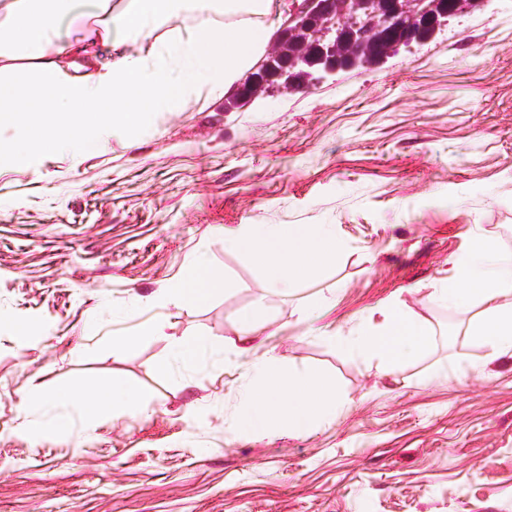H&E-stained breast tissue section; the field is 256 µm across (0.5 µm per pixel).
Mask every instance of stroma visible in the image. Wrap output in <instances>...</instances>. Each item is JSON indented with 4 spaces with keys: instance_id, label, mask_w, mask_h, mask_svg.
<instances>
[{
    "instance_id": "35a3bbf8",
    "label": "stroma",
    "mask_w": 512,
    "mask_h": 512,
    "mask_svg": "<svg viewBox=\"0 0 512 512\" xmlns=\"http://www.w3.org/2000/svg\"><path fill=\"white\" fill-rule=\"evenodd\" d=\"M105 140L0 173V512H512V356L466 337L480 306L446 324L432 297L476 236L512 251V0L309 91L193 101ZM241 224H332L346 250L284 289L225 248ZM201 266L225 288L156 304ZM331 295L337 326L400 305L429 322L426 350L384 371L306 333ZM245 314L263 340L225 358ZM152 319L164 336H139ZM200 337L210 352L169 362L170 339ZM270 352L334 383L345 414L236 431ZM105 377L148 389L149 413L60 434L26 408L32 386Z\"/></svg>"
}]
</instances>
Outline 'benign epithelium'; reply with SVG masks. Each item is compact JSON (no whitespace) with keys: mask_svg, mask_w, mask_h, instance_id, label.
<instances>
[{"mask_svg":"<svg viewBox=\"0 0 512 512\" xmlns=\"http://www.w3.org/2000/svg\"><path fill=\"white\" fill-rule=\"evenodd\" d=\"M447 25L448 12L436 8L433 0H303L283 32L285 36L304 33L295 53L287 58L274 46L262 68L241 84L236 96L250 103L255 87L272 82L287 91L307 90L343 66L359 65L365 48L373 49L382 60L403 45L429 40ZM339 37L352 47L343 64L336 55ZM309 62L316 69L300 86L294 70Z\"/></svg>","mask_w":512,"mask_h":512,"instance_id":"1","label":"benign epithelium"}]
</instances>
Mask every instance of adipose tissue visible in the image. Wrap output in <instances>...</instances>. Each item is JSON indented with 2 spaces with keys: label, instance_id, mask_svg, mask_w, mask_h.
<instances>
[{
  "label": "adipose tissue",
  "instance_id": "1",
  "mask_svg": "<svg viewBox=\"0 0 512 512\" xmlns=\"http://www.w3.org/2000/svg\"><path fill=\"white\" fill-rule=\"evenodd\" d=\"M184 0H95L91 16H74V0H0V168L28 163L54 146L85 155L105 145L108 127H143L150 114L178 112L186 103L223 95L265 46V26L235 23L241 14L265 16L276 0H196L203 12L231 17L219 36L184 29L160 33ZM224 245L266 259L268 279L282 288L305 271L339 257L345 245L332 224H242ZM453 276L438 288L457 308L483 307L468 336L494 354L512 355V253L477 238L453 262ZM335 298L320 297L300 319L308 332L343 352L378 358L394 367L421 355L430 325L399 306L379 308L380 322L358 321L349 331L324 324ZM152 397L121 381L101 382L95 397L74 390L46 394L32 387L31 410H52L57 430L70 429L72 411L95 420L119 410L146 413ZM345 402L312 371L283 369L267 357L242 388L233 427L260 435L277 428L305 435L335 421Z\"/></svg>",
  "mask_w": 512,
  "mask_h": 512
}]
</instances>
